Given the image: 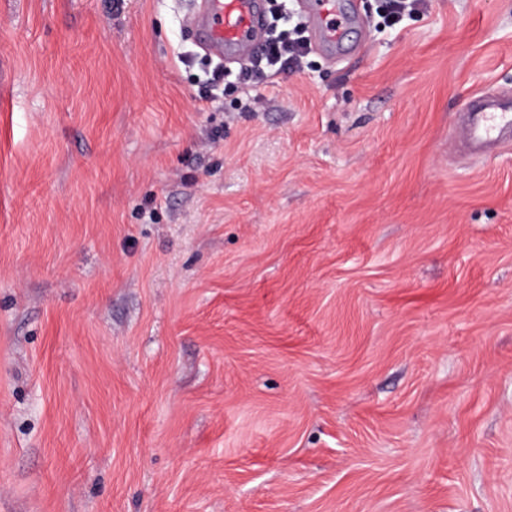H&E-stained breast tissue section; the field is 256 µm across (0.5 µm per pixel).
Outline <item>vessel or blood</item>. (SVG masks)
Masks as SVG:
<instances>
[{
    "instance_id": "1",
    "label": "vessel or blood",
    "mask_w": 512,
    "mask_h": 512,
    "mask_svg": "<svg viewBox=\"0 0 512 512\" xmlns=\"http://www.w3.org/2000/svg\"><path fill=\"white\" fill-rule=\"evenodd\" d=\"M308 10L319 19L321 38L338 43L345 36L349 18L336 0H306ZM266 28L262 0H200L187 21L186 29L195 44L206 53L221 58L256 55ZM494 99L484 95L482 104L466 103L460 135L484 147L495 145L500 134L512 128V113L493 109Z\"/></svg>"
}]
</instances>
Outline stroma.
Instances as JSON below:
<instances>
[{
	"mask_svg": "<svg viewBox=\"0 0 512 512\" xmlns=\"http://www.w3.org/2000/svg\"><path fill=\"white\" fill-rule=\"evenodd\" d=\"M244 83L194 0H0V512H512V0H345ZM308 10L319 18L321 39L340 43L346 32L349 17L340 11L335 0H306ZM304 33V26L297 24L290 36L272 34L266 40L263 53L256 59L249 75L258 81H266L281 73L299 71L310 48ZM483 103L469 101L464 106V122L458 133L477 146H493L504 130L512 128L511 112L493 111L494 98L483 94Z\"/></svg>",
	"mask_w": 512,
	"mask_h": 512,
	"instance_id": "1",
	"label": "stroma"
}]
</instances>
